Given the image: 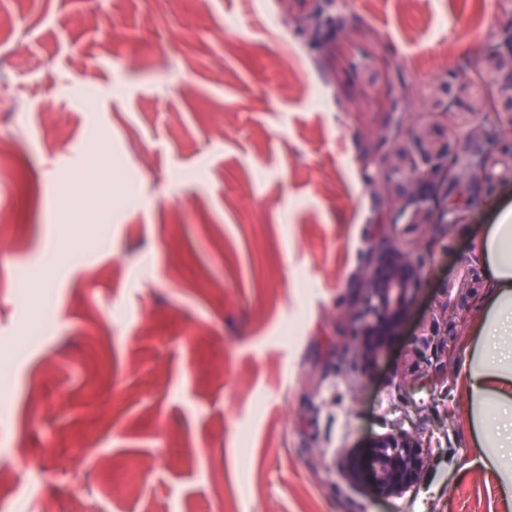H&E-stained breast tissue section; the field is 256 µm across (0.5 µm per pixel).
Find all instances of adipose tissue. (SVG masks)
<instances>
[{"label":"adipose tissue","instance_id":"obj_1","mask_svg":"<svg viewBox=\"0 0 512 512\" xmlns=\"http://www.w3.org/2000/svg\"><path fill=\"white\" fill-rule=\"evenodd\" d=\"M491 293L481 338L467 352L475 446L491 463L512 459V209L488 225L481 241Z\"/></svg>","mask_w":512,"mask_h":512}]
</instances>
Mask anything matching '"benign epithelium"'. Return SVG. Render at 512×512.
<instances>
[{
  "label": "benign epithelium",
  "instance_id": "benign-epithelium-1",
  "mask_svg": "<svg viewBox=\"0 0 512 512\" xmlns=\"http://www.w3.org/2000/svg\"><path fill=\"white\" fill-rule=\"evenodd\" d=\"M337 0H314L311 42L330 49L346 43L349 31ZM472 76L457 78L456 89L434 85L420 102L422 109L446 111L458 95L470 99L469 110L456 114L450 136L440 138L429 124L404 129L397 115L399 101L390 103V119L373 133L371 148L361 159L364 182L388 201L385 223L402 224L417 233L425 249H402L386 234L372 245L371 259L359 283V295L346 311L349 342L362 372L373 371L385 357L389 337L410 311L431 259L428 250L440 245L442 229L465 223L470 208L492 195L502 183L512 184V20L471 67ZM485 289L479 264L460 262L457 274L440 288L436 309L421 323L412 347L402 357L401 379L423 388L448 373L449 352L461 330V315L470 311ZM428 465L421 441L395 427L349 450L341 472L358 491L397 497L417 487Z\"/></svg>",
  "mask_w": 512,
  "mask_h": 512
}]
</instances>
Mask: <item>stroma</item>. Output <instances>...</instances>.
I'll list each match as a JSON object with an SVG mask.
<instances>
[{"label":"stroma","instance_id":"obj_1","mask_svg":"<svg viewBox=\"0 0 512 512\" xmlns=\"http://www.w3.org/2000/svg\"><path fill=\"white\" fill-rule=\"evenodd\" d=\"M0 0V512H512L463 383L484 300L435 392L396 369L512 185L436 250L362 374L343 312L384 206L368 133L469 67L512 0ZM483 21L484 34L469 30ZM402 427L431 463L368 497L338 459ZM312 10V43H328L332 50L343 45L349 39V31L343 13L336 8L338 1L314 0Z\"/></svg>","mask_w":512,"mask_h":512}]
</instances>
